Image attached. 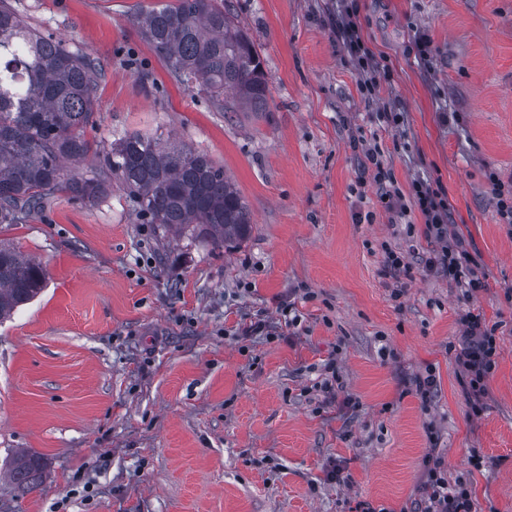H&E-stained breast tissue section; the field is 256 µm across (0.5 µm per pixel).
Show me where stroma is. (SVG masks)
Segmentation results:
<instances>
[{
	"label": "stroma",
	"instance_id": "obj_1",
	"mask_svg": "<svg viewBox=\"0 0 512 512\" xmlns=\"http://www.w3.org/2000/svg\"><path fill=\"white\" fill-rule=\"evenodd\" d=\"M10 2L101 64L85 131L98 150L138 131L207 154L252 229L226 249L162 237L118 188L92 204L60 193L0 224V241L47 271L0 320V512H349L358 500L403 512L431 449L475 512H512V224L489 181H512V0H352L392 69L370 102L338 37L341 0H233L269 93L264 111L229 119L143 39L136 11L154 0ZM419 31L429 71L414 58ZM385 107L403 112V132L380 127ZM371 138L401 188L421 170L445 194L452 233L486 274L473 300L422 271L392 300L383 245L413 259L430 245L379 202L354 146ZM284 302L301 316L289 338L238 341ZM470 306L500 344L477 413L447 353ZM429 363L439 385L425 412L412 378ZM330 364L343 388L328 401ZM22 453L44 465L24 490L10 475ZM333 462L343 482H327Z\"/></svg>",
	"mask_w": 512,
	"mask_h": 512
}]
</instances>
